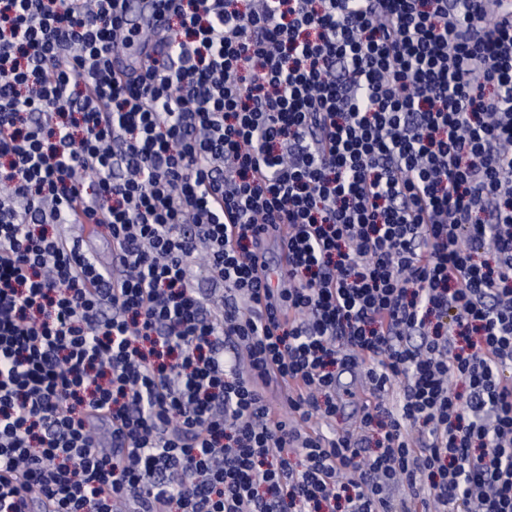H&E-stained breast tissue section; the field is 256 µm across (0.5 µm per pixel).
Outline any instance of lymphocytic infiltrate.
Returning a JSON list of instances; mask_svg holds the SVG:
<instances>
[{
    "instance_id": "1",
    "label": "lymphocytic infiltrate",
    "mask_w": 512,
    "mask_h": 512,
    "mask_svg": "<svg viewBox=\"0 0 512 512\" xmlns=\"http://www.w3.org/2000/svg\"><path fill=\"white\" fill-rule=\"evenodd\" d=\"M164 3L0 0V512H512L502 0ZM341 381L344 385H347V387L352 388L356 393V396L354 398H348L343 396L342 391H340L343 397V404L336 415V419L331 422V425H323V432L327 435L332 434L335 430L340 431L354 427L358 420L360 404L366 394L361 386L362 379L360 371H353L351 376L348 373H345L342 376Z\"/></svg>"
}]
</instances>
